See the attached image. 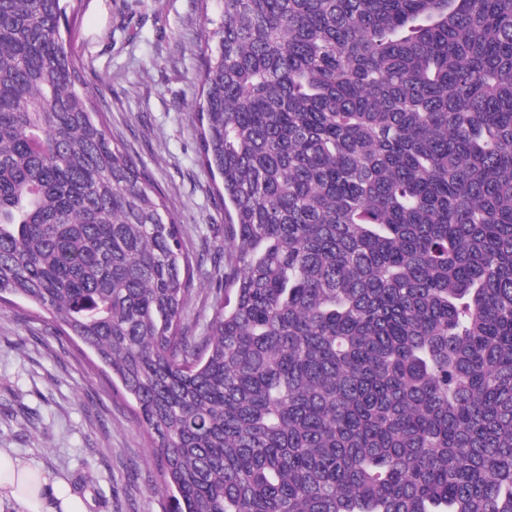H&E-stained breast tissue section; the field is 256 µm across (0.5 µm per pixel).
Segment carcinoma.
Masks as SVG:
<instances>
[{"instance_id":"obj_1","label":"carcinoma","mask_w":512,"mask_h":512,"mask_svg":"<svg viewBox=\"0 0 512 512\" xmlns=\"http://www.w3.org/2000/svg\"><path fill=\"white\" fill-rule=\"evenodd\" d=\"M219 3L203 331L62 0H0V303L115 376L169 512H512V0ZM217 270L218 268L214 269L213 263L208 261L198 273H195V290L188 303V321L193 330L200 331L210 314L211 298L209 297L208 288H210L213 277L217 275Z\"/></svg>"}]
</instances>
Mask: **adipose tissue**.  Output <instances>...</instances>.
Returning a JSON list of instances; mask_svg holds the SVG:
<instances>
[{"label":"adipose tissue","mask_w":512,"mask_h":512,"mask_svg":"<svg viewBox=\"0 0 512 512\" xmlns=\"http://www.w3.org/2000/svg\"><path fill=\"white\" fill-rule=\"evenodd\" d=\"M0 497L14 500L23 512H87L84 499L63 479L6 453H0Z\"/></svg>","instance_id":"ef3b65f1"}]
</instances>
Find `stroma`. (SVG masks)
Returning a JSON list of instances; mask_svg holds the SVG:
<instances>
[{"instance_id":"35a3bbf8","label":"stroma","mask_w":512,"mask_h":512,"mask_svg":"<svg viewBox=\"0 0 512 512\" xmlns=\"http://www.w3.org/2000/svg\"><path fill=\"white\" fill-rule=\"evenodd\" d=\"M72 52L114 141L147 171L191 253L224 252V213L197 163L199 48L216 0H79ZM0 450L65 477L89 512H165L130 407L85 355L21 307L0 310Z\"/></svg>"}]
</instances>
